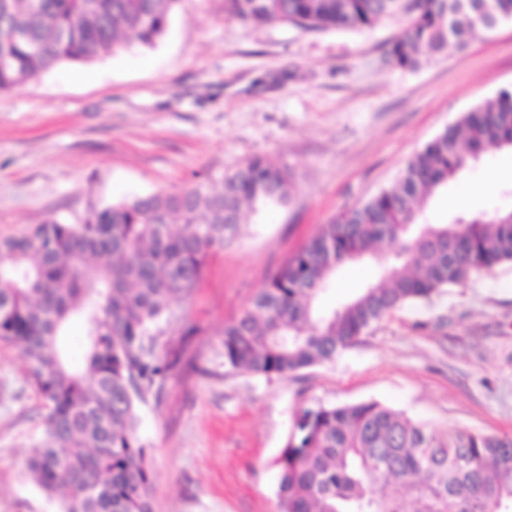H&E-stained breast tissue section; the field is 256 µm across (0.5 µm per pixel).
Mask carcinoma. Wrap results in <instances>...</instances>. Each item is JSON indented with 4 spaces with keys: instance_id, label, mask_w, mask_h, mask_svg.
Segmentation results:
<instances>
[{
    "instance_id": "1",
    "label": "carcinoma",
    "mask_w": 512,
    "mask_h": 512,
    "mask_svg": "<svg viewBox=\"0 0 512 512\" xmlns=\"http://www.w3.org/2000/svg\"><path fill=\"white\" fill-rule=\"evenodd\" d=\"M179 0H0V91L63 63H89L135 40L153 47ZM253 26L363 30L401 19L381 62L415 70L424 54L467 46L512 18V0H224ZM512 148V89L443 130L392 186L347 209L270 275L224 325V365L286 377L330 361L392 311L465 287L512 263V210L421 222L423 205L485 153ZM292 169L265 155L220 177L49 218L0 239V343L24 355L44 434L26 469L58 512H153L155 473L137 432L160 401L196 330L189 299L216 248L233 244L244 210L285 205ZM393 251L382 274L332 308L320 297L346 263ZM77 323L83 355L66 342ZM279 512H512V435L439 432L378 401L304 410L276 460Z\"/></svg>"
}]
</instances>
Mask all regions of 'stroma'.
Instances as JSON below:
<instances>
[{
	"instance_id": "obj_1",
	"label": "stroma",
	"mask_w": 512,
	"mask_h": 512,
	"mask_svg": "<svg viewBox=\"0 0 512 512\" xmlns=\"http://www.w3.org/2000/svg\"><path fill=\"white\" fill-rule=\"evenodd\" d=\"M256 27L224 0H180L153 48L66 63L0 92V238L52 216L175 190L256 155L289 165L288 206L248 212L178 307L198 327L161 404L141 409L154 512H278L275 460L303 410L375 400L440 430L512 434V263L443 289L373 325L332 361L288 377L225 367L221 338L267 277L340 211L390 187L411 156L512 86V25L448 47L414 71L380 57L399 31ZM512 150L484 155L424 212L447 222L448 195ZM381 274L342 266L333 306ZM21 352L0 345V512H56L26 477L42 408Z\"/></svg>"
}]
</instances>
